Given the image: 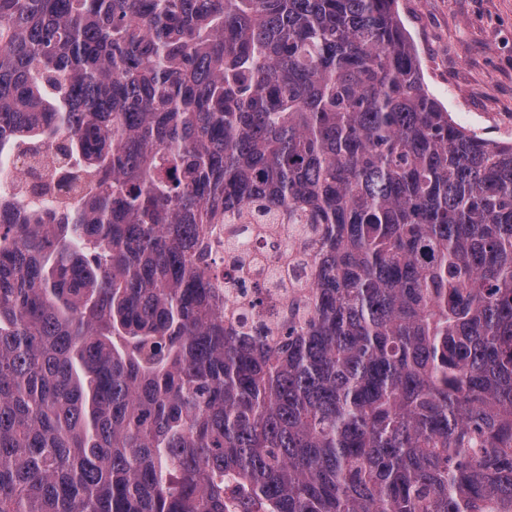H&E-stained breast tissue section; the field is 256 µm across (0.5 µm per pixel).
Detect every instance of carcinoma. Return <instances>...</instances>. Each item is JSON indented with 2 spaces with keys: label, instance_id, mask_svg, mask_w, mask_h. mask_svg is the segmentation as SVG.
Here are the masks:
<instances>
[{
  "label": "carcinoma",
  "instance_id": "carcinoma-1",
  "mask_svg": "<svg viewBox=\"0 0 512 512\" xmlns=\"http://www.w3.org/2000/svg\"><path fill=\"white\" fill-rule=\"evenodd\" d=\"M396 0H0V512H512V143ZM315 281L235 336L211 225ZM13 185L19 188L21 195L26 199H35L44 196L46 166H36L28 156H18L14 159Z\"/></svg>",
  "mask_w": 512,
  "mask_h": 512
}]
</instances>
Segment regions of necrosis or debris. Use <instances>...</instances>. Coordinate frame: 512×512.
I'll list each match as a JSON object with an SVG mask.
<instances>
[{
  "instance_id": "1",
  "label": "necrosis or debris",
  "mask_w": 512,
  "mask_h": 512,
  "mask_svg": "<svg viewBox=\"0 0 512 512\" xmlns=\"http://www.w3.org/2000/svg\"><path fill=\"white\" fill-rule=\"evenodd\" d=\"M46 161L53 148L42 147ZM44 165L14 159L13 184L27 199L43 196ZM212 276L224 290V320L238 334L278 337L289 302L307 293L314 281L315 256L291 224H224L215 234Z\"/></svg>"
}]
</instances>
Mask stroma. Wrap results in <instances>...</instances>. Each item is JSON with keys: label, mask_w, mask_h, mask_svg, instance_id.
Masks as SVG:
<instances>
[{"label": "stroma", "mask_w": 512, "mask_h": 512, "mask_svg": "<svg viewBox=\"0 0 512 512\" xmlns=\"http://www.w3.org/2000/svg\"><path fill=\"white\" fill-rule=\"evenodd\" d=\"M430 93L453 120L512 142V0H399Z\"/></svg>", "instance_id": "1"}]
</instances>
